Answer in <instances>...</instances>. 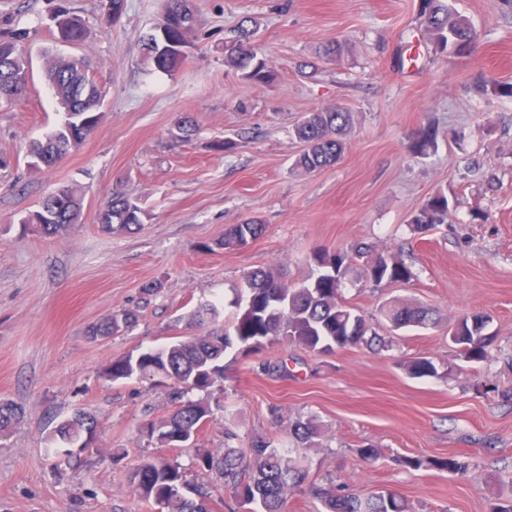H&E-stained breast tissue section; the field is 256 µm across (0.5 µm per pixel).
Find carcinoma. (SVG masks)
I'll list each match as a JSON object with an SVG mask.
<instances>
[{
  "label": "carcinoma",
  "mask_w": 512,
  "mask_h": 512,
  "mask_svg": "<svg viewBox=\"0 0 512 512\" xmlns=\"http://www.w3.org/2000/svg\"><path fill=\"white\" fill-rule=\"evenodd\" d=\"M182 6V0H162L155 33L144 42L155 71L163 74L175 71L184 60L179 47L185 43L193 23L181 17ZM421 16L435 54L446 63L464 54L476 39L475 29L465 18L453 13L446 0H422ZM256 33L257 27L240 24L235 35L224 40V65L240 71L247 80L266 83L273 74L254 44ZM28 35L27 29L13 26L12 19L0 20V105L13 104L26 92ZM44 70L63 110V120L46 141L31 147L29 165L34 168L52 166L77 148L101 117V91L83 60L50 57ZM482 92L512 98V83L491 80L483 84ZM352 124V113L340 106L307 113L294 127L295 138L306 146L296 158L295 168L310 173L336 163L345 149L342 136ZM436 138L435 129L420 128L412 142L413 152L427 154L435 146ZM82 204L80 191L64 185L46 196L39 209L23 223L46 236L63 237L78 223ZM448 209V193L439 188L413 216L411 225L423 232L444 224ZM144 214L138 198L117 188L101 209L99 223L108 233L126 232L142 225ZM263 230L264 225L257 220L233 224L224 231L218 246L240 250ZM308 264L310 271L298 285L283 280L275 268L248 271L231 303L234 311L227 324L112 361L106 377L113 382L148 378L170 382L174 410L165 418L143 423L141 432L162 447H173L177 440L194 441L202 420L214 422L225 411L223 404L212 402L211 395L215 385L224 381L225 354L235 347L250 351L287 344L319 353L386 347V341L365 316L346 301L343 287L352 277L375 287L409 282L414 276L411 267L399 256L365 243L346 252H315ZM380 314L394 331L435 323L432 309L404 299L387 302ZM137 321L135 311L118 309L94 325L92 335L125 334ZM487 323L483 314H467L457 320L453 344L461 347L458 358L469 364L488 359L494 337L486 333ZM406 370L413 377H426L435 373V365L427 358H414L406 362ZM21 414L16 404L0 402L1 437L10 432ZM95 425V416L85 411L60 424L51 442L64 464L72 467L83 463L89 448L77 449L75 445ZM289 435L297 447L310 448L316 444L320 428L310 418L299 419L289 423ZM236 439L235 432L225 429L224 447L196 449L189 469L169 458L143 455L127 475V488L154 506L162 505L166 512H206L209 490L199 481L204 475L220 481L225 494L247 512H288V498L307 479L306 467L293 456V449L285 445L263 437L231 444ZM397 462L407 469L431 468L461 477L469 469V463L460 456L400 457ZM313 495L321 502V512H411L408 501L391 491L364 495L330 481L315 488ZM488 512H512V479L490 500Z\"/></svg>",
  "instance_id": "carcinoma-1"
}]
</instances>
